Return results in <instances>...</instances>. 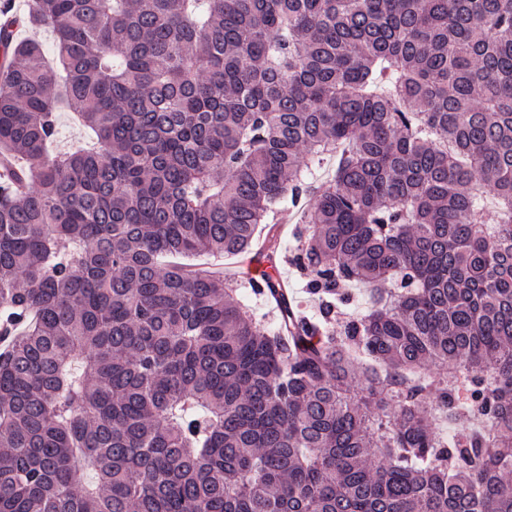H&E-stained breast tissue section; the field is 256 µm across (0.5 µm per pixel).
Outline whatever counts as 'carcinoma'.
<instances>
[{
	"instance_id": "1",
	"label": "carcinoma",
	"mask_w": 512,
	"mask_h": 512,
	"mask_svg": "<svg viewBox=\"0 0 512 512\" xmlns=\"http://www.w3.org/2000/svg\"><path fill=\"white\" fill-rule=\"evenodd\" d=\"M15 22L55 54L3 40L0 512H512V0ZM66 108L92 142L53 155ZM288 202L323 306L271 328L182 260Z\"/></svg>"
}]
</instances>
